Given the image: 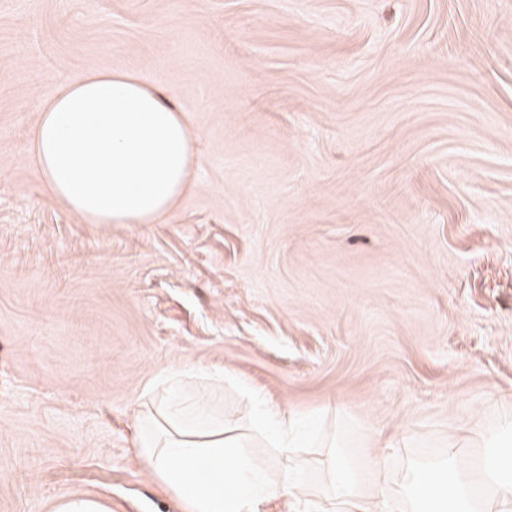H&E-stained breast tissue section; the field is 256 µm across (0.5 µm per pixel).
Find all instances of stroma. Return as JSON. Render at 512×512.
Masks as SVG:
<instances>
[{"instance_id": "stroma-1", "label": "stroma", "mask_w": 512, "mask_h": 512, "mask_svg": "<svg viewBox=\"0 0 512 512\" xmlns=\"http://www.w3.org/2000/svg\"><path fill=\"white\" fill-rule=\"evenodd\" d=\"M182 111L190 183L84 224L32 138L68 82ZM317 416L393 482L512 396V0H0V512H180L134 416L173 370ZM54 512H112L101 500L84 495H66L53 507Z\"/></svg>"}]
</instances>
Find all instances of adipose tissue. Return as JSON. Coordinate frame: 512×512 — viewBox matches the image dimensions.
<instances>
[{
  "label": "adipose tissue",
  "mask_w": 512,
  "mask_h": 512,
  "mask_svg": "<svg viewBox=\"0 0 512 512\" xmlns=\"http://www.w3.org/2000/svg\"><path fill=\"white\" fill-rule=\"evenodd\" d=\"M38 174L86 224H153L183 193L194 154L181 112L136 75L106 72L67 84L33 135ZM247 423L212 415L179 371L139 411L136 453L182 512H261L274 498L302 512H512V417L494 429L449 433L444 460L390 485L387 439H365L369 464L332 454L328 491L309 500L290 414L252 403ZM267 448L273 460L253 456Z\"/></svg>",
  "instance_id": "obj_1"
}]
</instances>
